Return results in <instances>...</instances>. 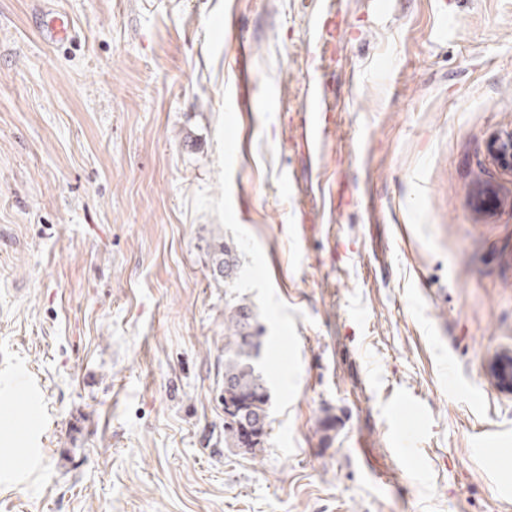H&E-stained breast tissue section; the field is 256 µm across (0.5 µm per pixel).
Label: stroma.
<instances>
[{
	"label": "stroma",
	"instance_id": "stroma-1",
	"mask_svg": "<svg viewBox=\"0 0 512 512\" xmlns=\"http://www.w3.org/2000/svg\"><path fill=\"white\" fill-rule=\"evenodd\" d=\"M508 140L512 0H0V512H512ZM316 112L308 123L309 135L310 138L316 139L322 145L335 128L328 125L329 109L327 107H320ZM212 265L214 274L224 278V286L230 288L237 277L239 258L237 248L220 240L212 245ZM264 327L245 298L224 302V403L236 406V421L224 419L226 448L250 449L244 453L257 456L265 450L270 426L271 393L258 359L263 345ZM255 337V339H253Z\"/></svg>",
	"mask_w": 512,
	"mask_h": 512
}]
</instances>
